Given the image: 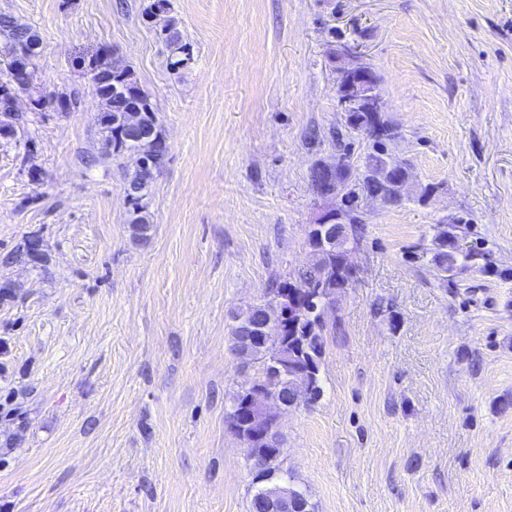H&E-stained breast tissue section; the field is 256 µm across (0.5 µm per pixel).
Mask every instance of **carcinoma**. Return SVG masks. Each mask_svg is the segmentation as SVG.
<instances>
[{
    "label": "carcinoma",
    "mask_w": 512,
    "mask_h": 512,
    "mask_svg": "<svg viewBox=\"0 0 512 512\" xmlns=\"http://www.w3.org/2000/svg\"><path fill=\"white\" fill-rule=\"evenodd\" d=\"M169 0H153L144 15L160 25L159 36L168 50V65L181 69L193 60L191 45L184 42L174 19L168 16ZM0 45L4 48L3 64L11 70L28 65L38 67L41 41L35 30L19 24L11 15L0 13ZM90 69L97 73L94 91L103 103V118L99 123L98 151L88 155L86 166L91 168L102 162L116 160L128 153L144 159L145 165L125 177L124 195L128 204V223L136 237L144 235L149 226L146 200L153 182L166 164L168 147L161 132L155 107L149 95L141 89L130 70H114L112 66L95 60ZM26 97L32 103L29 111L37 113L48 108L67 110L77 104L75 93L57 97L46 95L37 84L29 86ZM17 98L10 87L0 85V137L17 134L23 121L18 117ZM350 137L363 136L372 141L363 164L381 174L372 181L371 187L380 193L385 203L395 205L401 201L396 182L404 178L406 164L387 153L386 143L398 137L397 128L371 112H353L347 117ZM311 182L336 196V213L345 219L342 233L328 249L319 247V229L311 224L307 241L313 260L287 279L276 280L269 285L270 299L234 314L235 325L231 330L234 347L247 349L246 361L258 364L252 380L242 386L232 397L228 415L230 430L239 438H246L253 453L261 459L256 468L254 481L257 487L251 497L249 512H256L259 500L277 490L288 499H300L304 512H314L306 494L292 486V475L281 469L278 455L273 448L280 444L279 435H266L254 430L246 419L244 402L257 387L288 398L289 401L309 403L318 400L323 393L321 366L326 347L324 315L335 299L336 292L348 287L353 281V271L346 261L348 245L359 244L364 230V219L354 205V191L336 195V183H328L311 173ZM457 240L456 226L438 225L432 247L425 249L431 254L433 276L446 283L469 267L487 259V250L472 246L461 252L454 246ZM304 301L301 319L295 325L285 327L284 334L266 344L251 347L243 337L250 327L266 322L272 325L288 323L286 312L292 296Z\"/></svg>",
    "instance_id": "carcinoma-1"
}]
</instances>
